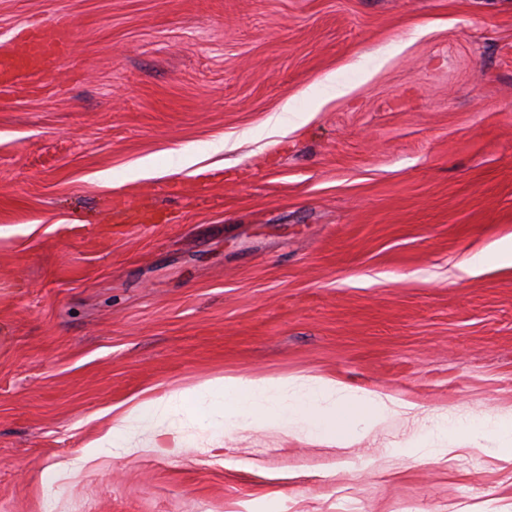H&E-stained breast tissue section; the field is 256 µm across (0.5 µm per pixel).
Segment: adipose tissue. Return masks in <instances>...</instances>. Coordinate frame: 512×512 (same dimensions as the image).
<instances>
[{
    "label": "adipose tissue",
    "instance_id": "obj_1",
    "mask_svg": "<svg viewBox=\"0 0 512 512\" xmlns=\"http://www.w3.org/2000/svg\"><path fill=\"white\" fill-rule=\"evenodd\" d=\"M414 408V403L375 392L357 395L342 383L323 377L222 376L200 386L135 400L115 415L100 437L84 446L83 454L92 457L99 449L112 447L133 453L178 449L184 428L198 425L230 429L246 424L305 432L336 446L350 440L356 422L373 428L385 415L407 414ZM143 420L150 421V431L139 429ZM454 428L468 434L474 445L486 436H494L506 458L512 459V412L460 421Z\"/></svg>",
    "mask_w": 512,
    "mask_h": 512
}]
</instances>
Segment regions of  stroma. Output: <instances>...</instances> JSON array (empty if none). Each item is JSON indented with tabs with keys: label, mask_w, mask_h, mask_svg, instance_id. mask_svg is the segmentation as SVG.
<instances>
[{
	"label": "stroma",
	"mask_w": 512,
	"mask_h": 512,
	"mask_svg": "<svg viewBox=\"0 0 512 512\" xmlns=\"http://www.w3.org/2000/svg\"><path fill=\"white\" fill-rule=\"evenodd\" d=\"M58 15L0 86V512H512L494 439L431 432L512 407V0H0V52ZM228 375L418 420L83 455ZM68 27L64 17H56L48 29L32 34L26 41L24 50L13 52V62L0 70V84H14L17 80L35 73H44L46 68L66 54L67 42L54 37L50 31L61 32Z\"/></svg>",
	"instance_id": "35a3bbf8"
}]
</instances>
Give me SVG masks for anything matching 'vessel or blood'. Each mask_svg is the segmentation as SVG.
Listing matches in <instances>:
<instances>
[{"instance_id": "b4317fda", "label": "vessel or blood", "mask_w": 512, "mask_h": 512, "mask_svg": "<svg viewBox=\"0 0 512 512\" xmlns=\"http://www.w3.org/2000/svg\"><path fill=\"white\" fill-rule=\"evenodd\" d=\"M66 18L53 20L49 30L32 34L23 51L14 54L12 63L0 67V84H12L23 77L45 72L46 68L62 58L67 43L59 33L67 28Z\"/></svg>"}]
</instances>
